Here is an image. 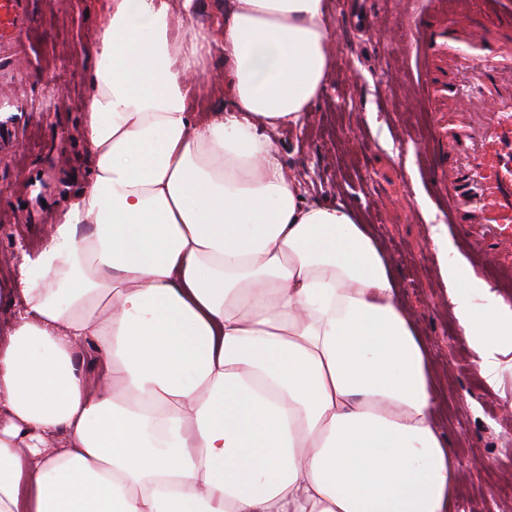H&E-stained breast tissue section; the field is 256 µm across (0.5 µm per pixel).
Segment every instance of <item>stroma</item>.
Returning a JSON list of instances; mask_svg holds the SVG:
<instances>
[{"instance_id":"obj_1","label":"stroma","mask_w":512,"mask_h":512,"mask_svg":"<svg viewBox=\"0 0 512 512\" xmlns=\"http://www.w3.org/2000/svg\"><path fill=\"white\" fill-rule=\"evenodd\" d=\"M435 12L433 0H330L334 65L324 95L301 130H282L274 141L306 196L350 207L393 261L399 300L429 349L441 396L439 428L458 469L453 512H512V499L494 492L512 483V351L498 355L497 378L487 382L454 316L431 225H446L466 274L511 305L512 276L496 251H475L448 221L433 178L447 162L432 136L439 124L454 126L455 108L438 91L419 97L423 66L399 39L411 17ZM106 13V0H34L24 54H0V93L14 106L0 122L18 129L0 152L1 282L86 174L83 72L94 64ZM187 82L196 110L214 111L226 92L220 58Z\"/></svg>"}]
</instances>
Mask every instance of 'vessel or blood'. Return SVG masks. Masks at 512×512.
Listing matches in <instances>:
<instances>
[{
  "label": "vessel or blood",
  "mask_w": 512,
  "mask_h": 512,
  "mask_svg": "<svg viewBox=\"0 0 512 512\" xmlns=\"http://www.w3.org/2000/svg\"><path fill=\"white\" fill-rule=\"evenodd\" d=\"M31 4L0 0L7 28L22 32L31 19ZM410 37L425 62L443 43L460 37L480 48L476 59H448L449 75L472 74L483 91L467 99L458 98L456 89L448 91L458 101L460 124L444 136L448 169L439 188L448 201L450 222L485 225L500 248L512 250V50L494 37L491 26L472 22L470 0H448L441 25L414 19Z\"/></svg>",
  "instance_id": "obj_1"
}]
</instances>
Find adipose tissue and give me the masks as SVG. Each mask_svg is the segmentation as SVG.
<instances>
[{
	"label": "adipose tissue",
	"instance_id": "adipose-tissue-1",
	"mask_svg": "<svg viewBox=\"0 0 512 512\" xmlns=\"http://www.w3.org/2000/svg\"><path fill=\"white\" fill-rule=\"evenodd\" d=\"M329 12L228 0L230 106L201 123L185 77L211 33L173 37L168 0H110L85 184L11 279L0 512H448L457 469L391 262L352 209L305 197L270 137L324 92ZM431 240L495 378L512 306L443 226Z\"/></svg>",
	"mask_w": 512,
	"mask_h": 512
}]
</instances>
